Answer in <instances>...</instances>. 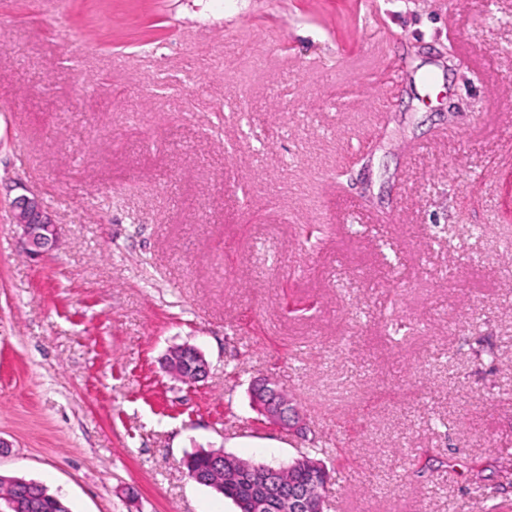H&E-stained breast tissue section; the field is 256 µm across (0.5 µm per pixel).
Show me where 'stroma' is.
<instances>
[{
  "label": "stroma",
  "mask_w": 512,
  "mask_h": 512,
  "mask_svg": "<svg viewBox=\"0 0 512 512\" xmlns=\"http://www.w3.org/2000/svg\"><path fill=\"white\" fill-rule=\"evenodd\" d=\"M0 438L72 512H236L202 448L512 512V0H0ZM14 224L21 230V242L28 257L38 259L53 250L57 227L52 215L36 198L20 196L13 203ZM250 395L256 409L271 422L294 427V417L287 396L272 387L269 379L255 380L251 385ZM219 454L225 456L226 453L219 449H203L190 453L186 462H184L185 468L187 471H195L203 479H209L216 473L214 469V456Z\"/></svg>",
  "instance_id": "obj_1"
}]
</instances>
